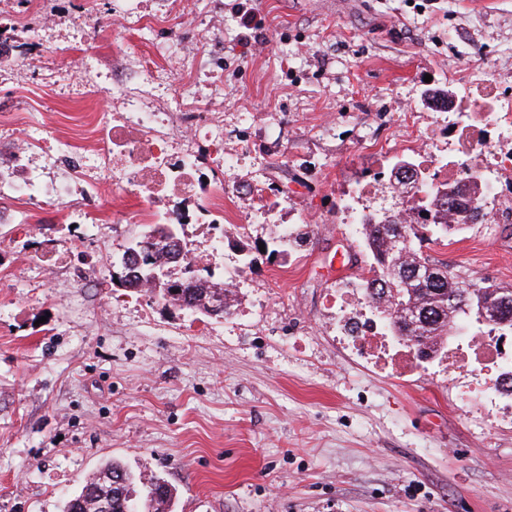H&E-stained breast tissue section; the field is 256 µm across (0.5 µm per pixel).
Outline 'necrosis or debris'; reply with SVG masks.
Listing matches in <instances>:
<instances>
[{"mask_svg": "<svg viewBox=\"0 0 512 512\" xmlns=\"http://www.w3.org/2000/svg\"><path fill=\"white\" fill-rule=\"evenodd\" d=\"M466 106L448 115V158L439 160L438 119L402 113L400 121L407 129L403 147L419 158L425 178L441 177L451 183H474L481 190L485 212H498L502 222L512 221V99L503 96L502 81L494 77L471 76L464 84ZM168 115L143 111L138 100L124 96L123 109L113 114L98 133L99 147L92 154L76 151L63 143L51 148L42 140L16 143L12 162L28 165L34 153H42L48 163L65 158L67 170L47 179L36 175L16 183L0 173V200L25 196L28 204L48 200L69 201L70 229L67 237L43 239L32 258L47 275L67 268L82 234L81 226L91 223L89 213L73 205L75 194L96 195L101 190L99 171L112 175L118 190L142 199L144 209L137 211L147 224H201L208 231L213 252H221L224 234L220 213L224 211V174L232 170L242 156L241 145L225 139L223 127H214L211 139L216 153L223 158L221 168L203 173L196 152L189 147L175 150L166 131ZM169 198L172 209H151V202ZM336 330L371 349L374 358L401 370L413 368L415 354L394 353L380 321L359 311L338 315ZM449 388H456L462 372H471L467 392L482 403L512 417V404L505 402L499 379L512 371V337L488 338L476 334L450 345L444 358Z\"/></svg>", "mask_w": 512, "mask_h": 512, "instance_id": "4bbe7bcc", "label": "necrosis or debris"}]
</instances>
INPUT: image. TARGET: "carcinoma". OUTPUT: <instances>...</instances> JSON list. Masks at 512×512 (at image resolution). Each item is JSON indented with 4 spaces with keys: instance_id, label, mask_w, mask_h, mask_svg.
I'll list each match as a JSON object with an SVG mask.
<instances>
[{
    "instance_id": "1",
    "label": "carcinoma",
    "mask_w": 512,
    "mask_h": 512,
    "mask_svg": "<svg viewBox=\"0 0 512 512\" xmlns=\"http://www.w3.org/2000/svg\"><path fill=\"white\" fill-rule=\"evenodd\" d=\"M448 183L426 184V200L418 202L417 216L422 223L406 224L395 216L362 224L363 247L368 257L361 281L373 309L389 307L393 312L385 318L387 330L405 322L408 313L418 314V325L404 327L415 337L411 346L421 361L435 359L448 351V319L458 325L467 322L481 327H497V322L484 312L489 303L512 299V288H461L460 275L424 251L428 244L452 235L448 224V208L455 210L457 226L468 225L478 214L463 205L464 198H474L477 186L455 187L454 194L444 192ZM141 242L145 244L149 262L142 279L152 274L162 276L160 291L169 294L167 300L179 310L205 317H224L228 313V295L222 288L208 287V280L196 273L194 261L187 258L180 266V275L171 271L168 239L158 224L150 226ZM132 477L118 464H107L88 480L99 494L105 496L110 512H172L174 490L165 482L151 477L144 504L131 498Z\"/></svg>"
}]
</instances>
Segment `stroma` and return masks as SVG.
Segmentation results:
<instances>
[{"label":"stroma","instance_id":"obj_1","mask_svg":"<svg viewBox=\"0 0 512 512\" xmlns=\"http://www.w3.org/2000/svg\"><path fill=\"white\" fill-rule=\"evenodd\" d=\"M57 13L39 47L0 60V151L48 135L91 152L122 109L214 112L244 157L224 190L231 313L195 319L113 286L139 239L128 195L88 202L96 236L73 272L26 259L66 203L0 224V512H64L107 463L176 490L174 512H512V422L449 388L439 361L400 376L336 335L328 299L368 258L344 202L400 155L402 112L460 95L512 58V0H0V28ZM256 10L245 29L241 15ZM36 26V25H35ZM259 184L283 208L251 220ZM282 225L306 231L266 252ZM468 283L512 286V223L431 246Z\"/></svg>","mask_w":512,"mask_h":512}]
</instances>
